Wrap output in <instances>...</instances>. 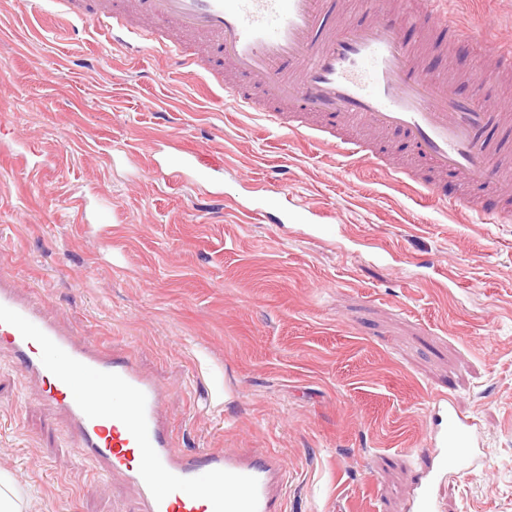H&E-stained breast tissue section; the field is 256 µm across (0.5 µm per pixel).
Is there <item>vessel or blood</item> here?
I'll return each mask as SVG.
<instances>
[{
    "mask_svg": "<svg viewBox=\"0 0 512 512\" xmlns=\"http://www.w3.org/2000/svg\"><path fill=\"white\" fill-rule=\"evenodd\" d=\"M57 13L86 20L104 37L169 53L179 67L204 70L205 83L259 115L283 134L330 147L345 162L365 164L412 187L438 194L451 177L449 206L473 212L479 224H511L512 191L495 153L494 132L512 131L501 101L460 95L448 71L423 52L429 26L489 52L494 65L474 72L475 87L512 73V44L485 26L459 27L445 0H43ZM415 39H404L405 30ZM207 39L223 66L204 69L189 47ZM402 132L423 168L376 154L346 128ZM0 346L46 386L44 404L69 420L75 453L100 476L122 474L137 489L141 512H278L280 459L179 448L164 422L165 395L127 358L104 352L95 338H73L0 281ZM440 427L428 439L430 464L410 512H435L434 486L466 471L476 457V422L452 398L436 403Z\"/></svg>",
    "mask_w": 512,
    "mask_h": 512,
    "instance_id": "1",
    "label": "vessel or blood"
}]
</instances>
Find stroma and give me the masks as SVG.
Segmentation results:
<instances>
[{"instance_id": "stroma-1", "label": "stroma", "mask_w": 512, "mask_h": 512, "mask_svg": "<svg viewBox=\"0 0 512 512\" xmlns=\"http://www.w3.org/2000/svg\"><path fill=\"white\" fill-rule=\"evenodd\" d=\"M512 41V0H450ZM456 84L490 55L445 32ZM0 275L64 330L131 355L191 451L278 456L281 512H407L436 399L479 422L480 465L436 512H512V224H474L215 98L160 52L0 0ZM175 145L213 167L153 173ZM287 181L286 198L259 186ZM256 199L264 216L243 220ZM315 213L286 224L288 212ZM0 348V470L27 512H140L80 462L65 415Z\"/></svg>"}]
</instances>
